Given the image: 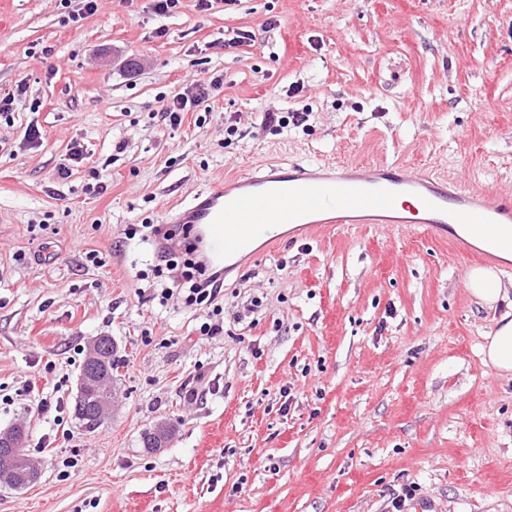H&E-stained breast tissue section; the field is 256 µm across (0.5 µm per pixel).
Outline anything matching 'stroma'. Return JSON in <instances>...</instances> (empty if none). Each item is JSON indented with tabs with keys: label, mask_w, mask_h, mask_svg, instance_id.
Returning <instances> with one entry per match:
<instances>
[{
	"label": "stroma",
	"mask_w": 512,
	"mask_h": 512,
	"mask_svg": "<svg viewBox=\"0 0 512 512\" xmlns=\"http://www.w3.org/2000/svg\"><path fill=\"white\" fill-rule=\"evenodd\" d=\"M79 7L0 0V95L28 87L0 121V430L25 426L41 472L0 486V512H394L409 484L403 512H512V379L481 355L505 307L470 295L448 244L405 224L283 240L225 275L224 331L204 336L152 299L155 248L128 234L262 161L512 189V0H98L72 22ZM217 72L211 113L162 121ZM303 107L302 127L261 126ZM98 336L119 402L90 430L73 406ZM160 423L173 440L144 448Z\"/></svg>",
	"instance_id": "35a3bbf8"
}]
</instances>
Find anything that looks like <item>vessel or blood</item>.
Returning <instances> with one entry per match:
<instances>
[{"instance_id": "obj_1", "label": "vessel or blood", "mask_w": 512, "mask_h": 512, "mask_svg": "<svg viewBox=\"0 0 512 512\" xmlns=\"http://www.w3.org/2000/svg\"><path fill=\"white\" fill-rule=\"evenodd\" d=\"M184 223L197 225L204 261L220 265L253 254L257 240L279 244L278 226L303 235L329 224H407L467 252L468 235L484 236L485 262L512 235V190L478 191L430 170L399 163L327 165L317 173L296 163H260L232 183L211 187L192 203Z\"/></svg>"}]
</instances>
